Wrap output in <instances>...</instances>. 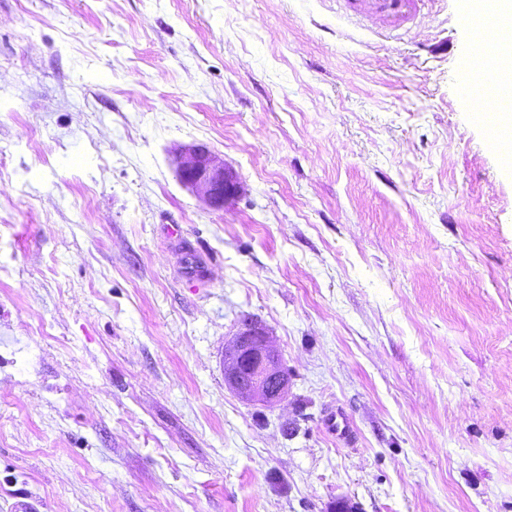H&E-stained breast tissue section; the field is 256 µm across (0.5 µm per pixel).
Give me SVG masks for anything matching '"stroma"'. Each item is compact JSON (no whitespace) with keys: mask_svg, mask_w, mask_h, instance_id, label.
Segmentation results:
<instances>
[{"mask_svg":"<svg viewBox=\"0 0 512 512\" xmlns=\"http://www.w3.org/2000/svg\"><path fill=\"white\" fill-rule=\"evenodd\" d=\"M481 8L0 0V512H512V162L461 90ZM191 142L243 185L224 209L176 176ZM246 315L288 371L272 406L224 382ZM419 0H358L354 12L398 28L413 19Z\"/></svg>","mask_w":512,"mask_h":512,"instance_id":"obj_1","label":"stroma"}]
</instances>
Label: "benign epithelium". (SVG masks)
Segmentation results:
<instances>
[{
  "mask_svg": "<svg viewBox=\"0 0 512 512\" xmlns=\"http://www.w3.org/2000/svg\"><path fill=\"white\" fill-rule=\"evenodd\" d=\"M174 159L181 183L209 207L222 210L241 196L243 189L236 173L206 145L181 144ZM224 380L239 395L263 402L276 401L288 390L280 355L269 344L265 329L250 317L243 318L225 351Z\"/></svg>",
  "mask_w": 512,
  "mask_h": 512,
  "instance_id": "benign-epithelium-1",
  "label": "benign epithelium"
}]
</instances>
